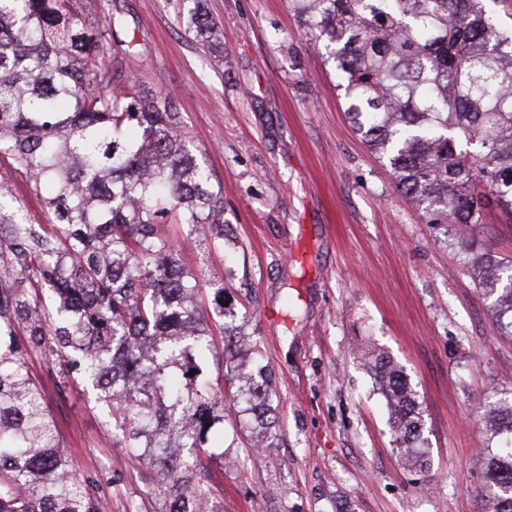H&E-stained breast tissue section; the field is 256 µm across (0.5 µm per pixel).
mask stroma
I'll return each mask as SVG.
<instances>
[{"label":"stroma","instance_id":"stroma-1","mask_svg":"<svg viewBox=\"0 0 512 512\" xmlns=\"http://www.w3.org/2000/svg\"><path fill=\"white\" fill-rule=\"evenodd\" d=\"M81 0L92 26L120 17L134 54L104 65L141 96L173 104L185 135L224 189V248L165 225L204 299L223 288L275 376L271 447L224 412V455L210 467L224 512H486L483 396L512 389V337L500 335L443 227L421 221L386 160L351 130L336 69L288 0H201L224 35L214 59L186 30L184 0ZM0 184L29 223L50 228L45 194L0 157ZM297 297L287 312L286 295ZM403 366L418 394L428 463L405 465L358 346ZM73 473L103 470L107 512H164L151 469L114 445L81 382L27 358Z\"/></svg>","mask_w":512,"mask_h":512}]
</instances>
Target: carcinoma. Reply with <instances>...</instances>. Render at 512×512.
<instances>
[{"label": "carcinoma", "instance_id": "1", "mask_svg": "<svg viewBox=\"0 0 512 512\" xmlns=\"http://www.w3.org/2000/svg\"><path fill=\"white\" fill-rule=\"evenodd\" d=\"M336 63L347 114L386 158L427 224H446L512 336V259L475 247L490 204L512 216V0H289ZM188 33L224 52L198 7ZM135 52L116 24L86 25L76 0H0V156L52 190L56 224L36 231L0 186V512H105L96 477L68 468L55 420L27 366L60 360L96 395L116 442L155 471L166 512H217L204 457L224 443V361L239 423L264 447L276 412L272 369L252 359L237 313L215 289L213 325L160 224H186L224 249V193L174 130L168 98H143L98 64ZM395 442L425 464L424 420L404 368L371 353ZM196 371L190 375V371ZM493 419L483 497L512 512V389Z\"/></svg>", "mask_w": 512, "mask_h": 512}]
</instances>
